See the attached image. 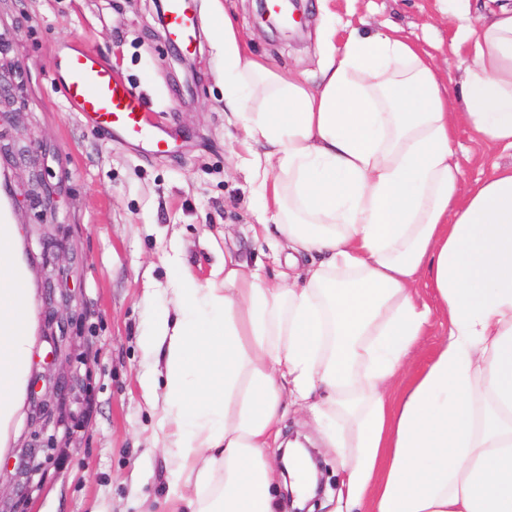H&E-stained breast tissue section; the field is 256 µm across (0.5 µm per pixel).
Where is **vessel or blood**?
I'll return each mask as SVG.
<instances>
[{"mask_svg":"<svg viewBox=\"0 0 512 512\" xmlns=\"http://www.w3.org/2000/svg\"><path fill=\"white\" fill-rule=\"evenodd\" d=\"M167 29L173 42L192 49L200 42L201 23L189 12L186 0H166ZM50 69L60 83L71 111L103 136L148 140L154 153L166 149L163 137L154 135L147 117V102L115 77L98 55L86 48H54Z\"/></svg>","mask_w":512,"mask_h":512,"instance_id":"obj_1","label":"vessel or blood"}]
</instances>
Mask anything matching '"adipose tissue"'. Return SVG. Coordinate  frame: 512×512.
<instances>
[{"label":"adipose tissue","mask_w":512,"mask_h":512,"mask_svg":"<svg viewBox=\"0 0 512 512\" xmlns=\"http://www.w3.org/2000/svg\"><path fill=\"white\" fill-rule=\"evenodd\" d=\"M473 65L456 96L432 57L377 32L328 43L318 81L247 58L228 14L224 106L289 269L225 256L222 284L173 271L160 353L186 512H279L287 398L341 458L346 512H512V165L466 183L458 126L512 151V0H458ZM0 225V429L28 363L29 293ZM426 280L435 301L419 299ZM444 333L409 382L434 320Z\"/></svg>","instance_id":"adipose-tissue-1"}]
</instances>
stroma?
Here are the masks:
<instances>
[{"mask_svg": "<svg viewBox=\"0 0 512 512\" xmlns=\"http://www.w3.org/2000/svg\"><path fill=\"white\" fill-rule=\"evenodd\" d=\"M204 21L226 10L254 56L281 73L317 74L326 39L342 42L397 29L431 54L443 76L461 83L470 64L454 51L450 0H302L303 32L258 28L256 0H192ZM76 43L100 55L146 99L165 154L105 139L70 112L49 68L52 49ZM0 203L31 288L27 378L42 377L38 398L23 395L0 457V512H173L164 432L146 403L157 385L156 356L140 340L169 305L168 262L208 284L225 251L274 276L287 249L264 236L261 201L246 166L248 150L224 110V56L215 31L177 59L156 0H0ZM456 158L467 181L485 179L512 155L459 128ZM68 323L60 354L45 334L48 312ZM75 382L67 391L60 378ZM283 433L321 452L329 490L322 512H339L337 454L323 447L312 414L289 403ZM41 448L39 487L18 461Z\"/></svg>", "mask_w": 512, "mask_h": 512, "instance_id": "stroma-1", "label": "stroma"}]
</instances>
